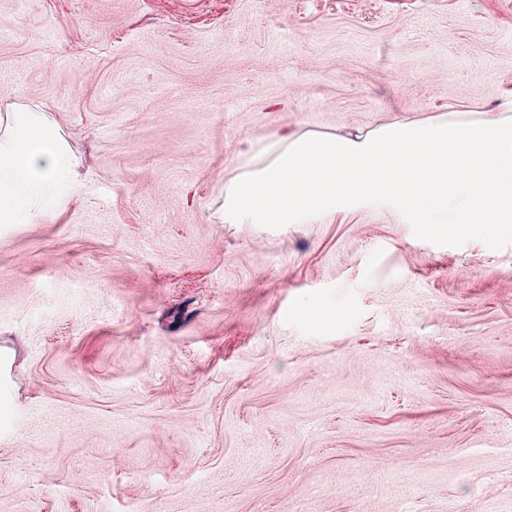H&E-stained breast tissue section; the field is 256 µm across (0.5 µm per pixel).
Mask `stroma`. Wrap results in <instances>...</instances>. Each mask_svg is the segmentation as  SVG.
<instances>
[{"instance_id": "stroma-1", "label": "stroma", "mask_w": 512, "mask_h": 512, "mask_svg": "<svg viewBox=\"0 0 512 512\" xmlns=\"http://www.w3.org/2000/svg\"><path fill=\"white\" fill-rule=\"evenodd\" d=\"M78 197L0 223V512H507L512 234L228 224L243 144L512 94V0H0Z\"/></svg>"}]
</instances>
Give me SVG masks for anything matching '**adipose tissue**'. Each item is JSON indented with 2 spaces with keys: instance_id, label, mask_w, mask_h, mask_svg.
I'll return each mask as SVG.
<instances>
[{
  "instance_id": "ef3b65f1",
  "label": "adipose tissue",
  "mask_w": 512,
  "mask_h": 512,
  "mask_svg": "<svg viewBox=\"0 0 512 512\" xmlns=\"http://www.w3.org/2000/svg\"><path fill=\"white\" fill-rule=\"evenodd\" d=\"M254 166L240 151L224 183L228 224H308L382 203L431 233L512 225V96L495 108L384 124L366 134L290 132ZM77 174L42 112L21 108L0 134V223H28Z\"/></svg>"
}]
</instances>
